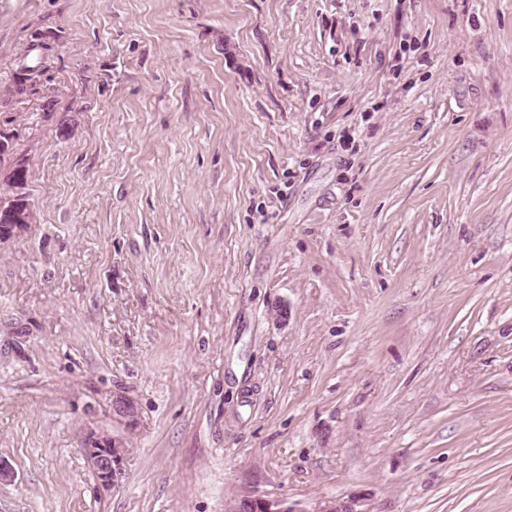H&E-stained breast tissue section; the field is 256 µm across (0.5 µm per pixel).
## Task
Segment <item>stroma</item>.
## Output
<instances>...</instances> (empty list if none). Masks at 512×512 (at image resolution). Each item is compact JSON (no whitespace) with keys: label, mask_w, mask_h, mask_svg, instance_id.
I'll return each mask as SVG.
<instances>
[{"label":"stroma","mask_w":512,"mask_h":512,"mask_svg":"<svg viewBox=\"0 0 512 512\" xmlns=\"http://www.w3.org/2000/svg\"><path fill=\"white\" fill-rule=\"evenodd\" d=\"M0 133V512H512V0H0ZM6 188H10L14 195L11 198V205L9 210L6 211L5 218L12 224L9 229H15L16 235L19 237L24 234L31 223L29 213V205L22 195L21 183L18 181L5 180ZM85 458L103 488L117 481L126 448L122 439L104 433L90 432L83 442ZM224 512H374L365 495L347 499L323 498L310 506L292 502L288 498L268 499L243 496L224 501Z\"/></svg>","instance_id":"stroma-1"}]
</instances>
